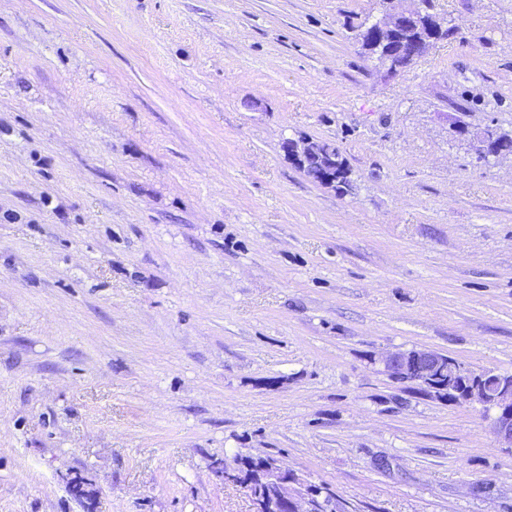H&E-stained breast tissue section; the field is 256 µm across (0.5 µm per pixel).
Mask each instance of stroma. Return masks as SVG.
Listing matches in <instances>:
<instances>
[{"label": "stroma", "instance_id": "1", "mask_svg": "<svg viewBox=\"0 0 512 512\" xmlns=\"http://www.w3.org/2000/svg\"><path fill=\"white\" fill-rule=\"evenodd\" d=\"M433 4L454 34L390 77L379 0H0V512H251L237 456L512 512L486 412L370 360L512 374V157L452 130L512 132V0ZM452 128L457 137L471 144L472 150L478 160L487 161L490 157L502 155L496 151L493 142L496 129L487 127L481 131L474 132L461 120H455L452 123Z\"/></svg>", "mask_w": 512, "mask_h": 512}]
</instances>
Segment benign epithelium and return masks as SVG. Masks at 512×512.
Segmentation results:
<instances>
[{
	"instance_id": "1",
	"label": "benign epithelium",
	"mask_w": 512,
	"mask_h": 512,
	"mask_svg": "<svg viewBox=\"0 0 512 512\" xmlns=\"http://www.w3.org/2000/svg\"><path fill=\"white\" fill-rule=\"evenodd\" d=\"M405 0H383L384 9L380 14L365 21L358 30V40L366 36L373 38L376 52L373 58L385 73L394 77L398 74L387 58L388 39L397 32L416 23L424 17H430L434 35L443 32L441 23L434 14L426 10L425 2L420 6L406 8ZM454 133L471 144L476 158L487 161L498 157L493 137L496 129L487 127L481 131H472L460 120L452 123ZM283 151L295 162L302 161L314 153L316 146L310 142L288 139L283 142ZM382 372L389 378L416 381L422 376L430 379V385L437 386L443 373L459 385L460 399L476 403L484 410L493 412L491 431L496 440L507 448L512 447V379L491 370H484L473 376L463 370L459 363L449 355L426 348H414L407 351L387 352L376 359ZM267 496L262 499L264 512H314L316 493L314 485L300 479L294 472L271 462L267 475Z\"/></svg>"
}]
</instances>
